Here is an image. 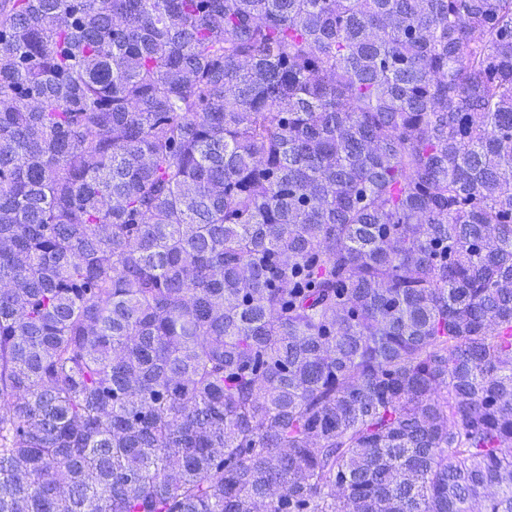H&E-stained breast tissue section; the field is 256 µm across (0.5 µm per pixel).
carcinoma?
<instances>
[{"label": "carcinoma", "mask_w": 512, "mask_h": 512, "mask_svg": "<svg viewBox=\"0 0 512 512\" xmlns=\"http://www.w3.org/2000/svg\"><path fill=\"white\" fill-rule=\"evenodd\" d=\"M0 512H512V0H0Z\"/></svg>", "instance_id": "obj_1"}]
</instances>
